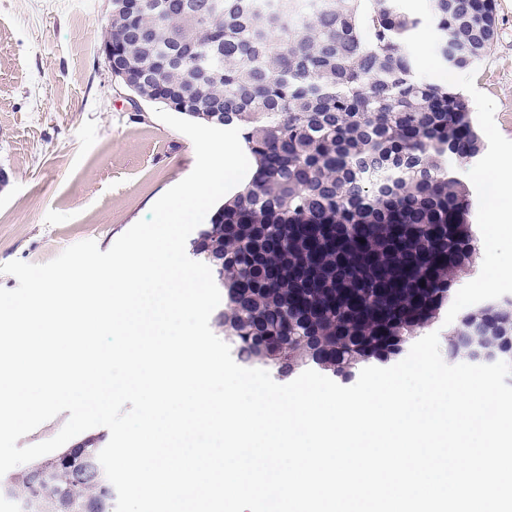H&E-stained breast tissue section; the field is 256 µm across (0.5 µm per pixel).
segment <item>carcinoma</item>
I'll return each instance as SVG.
<instances>
[{
    "label": "carcinoma",
    "mask_w": 512,
    "mask_h": 512,
    "mask_svg": "<svg viewBox=\"0 0 512 512\" xmlns=\"http://www.w3.org/2000/svg\"><path fill=\"white\" fill-rule=\"evenodd\" d=\"M112 0L103 40L112 75L138 98L239 136L251 179L193 244L224 249V310L236 356L276 349L280 377L312 365L342 380L401 352L449 298L471 250L469 194L448 170L483 143L461 93L416 76L419 20L398 0ZM440 62L465 70L497 36L494 0H428ZM512 363V302L460 316ZM41 494L34 470L0 480L16 512H59L72 480L57 456ZM108 484L92 469L77 501Z\"/></svg>",
    "instance_id": "obj_1"
}]
</instances>
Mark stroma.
Listing matches in <instances>:
<instances>
[{
	"mask_svg": "<svg viewBox=\"0 0 512 512\" xmlns=\"http://www.w3.org/2000/svg\"><path fill=\"white\" fill-rule=\"evenodd\" d=\"M420 18L413 50L421 78L466 95L485 149L458 176L470 190L477 240L496 236L512 259V223L486 224L485 164L507 160L512 181V0H495L497 38L471 69L449 75L436 55L428 0H400ZM109 0H0V264L45 263L84 240L107 251L153 204L188 176L192 141L131 101L100 53ZM486 263L473 257L430 324L440 347L461 313L512 300V276L484 288Z\"/></svg>",
	"mask_w": 512,
	"mask_h": 512,
	"instance_id": "stroma-1",
	"label": "stroma"
}]
</instances>
